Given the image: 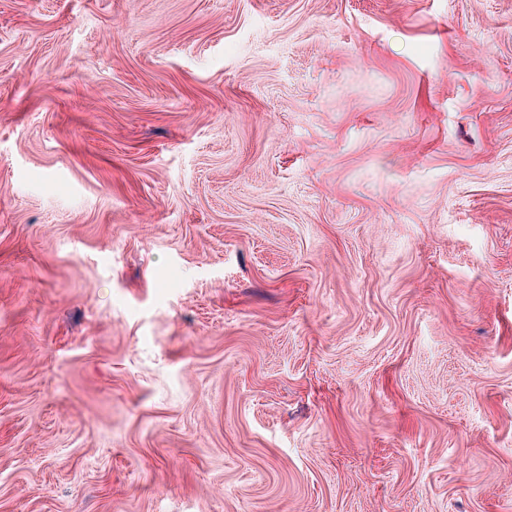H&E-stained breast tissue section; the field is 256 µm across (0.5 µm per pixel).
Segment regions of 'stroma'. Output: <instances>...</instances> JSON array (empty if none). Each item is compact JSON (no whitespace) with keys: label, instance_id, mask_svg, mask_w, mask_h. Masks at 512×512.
<instances>
[{"label":"stroma","instance_id":"35a3bbf8","mask_svg":"<svg viewBox=\"0 0 512 512\" xmlns=\"http://www.w3.org/2000/svg\"><path fill=\"white\" fill-rule=\"evenodd\" d=\"M0 512H512V0H0Z\"/></svg>","mask_w":512,"mask_h":512}]
</instances>
